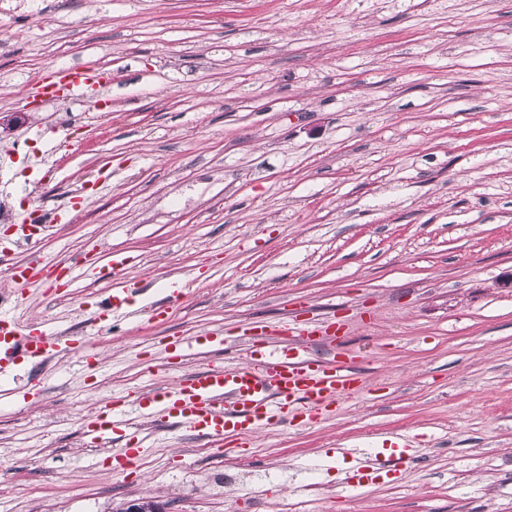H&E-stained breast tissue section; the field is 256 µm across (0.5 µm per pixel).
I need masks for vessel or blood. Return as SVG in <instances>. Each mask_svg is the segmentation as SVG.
<instances>
[{"label":"vessel or blood","mask_w":512,"mask_h":512,"mask_svg":"<svg viewBox=\"0 0 512 512\" xmlns=\"http://www.w3.org/2000/svg\"><path fill=\"white\" fill-rule=\"evenodd\" d=\"M102 79L101 72L71 67L59 76V82L75 99L84 98L90 86ZM109 266L112 288L98 307L96 316L100 319L115 316L134 301V291L125 276L126 258L113 255ZM11 270L18 288L43 281L47 274L46 265L38 262L15 264ZM60 344V338L46 327L23 326L0 316V365L22 356L48 355ZM246 344L248 362L180 377L161 389L131 391L132 403L220 448L226 438H252L273 421L290 418L318 422L331 401L353 397L359 391L361 380L351 363L329 365L297 349H270L257 336L247 337ZM80 427L91 443L111 446L113 470L134 469L145 449L143 437L133 433L124 411L91 410ZM117 439L124 440V447H114Z\"/></svg>","instance_id":"vessel-or-blood-1"}]
</instances>
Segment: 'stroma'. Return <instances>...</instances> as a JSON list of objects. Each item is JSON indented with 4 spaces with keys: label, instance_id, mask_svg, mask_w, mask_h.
Returning <instances> with one entry per match:
<instances>
[{
    "label": "stroma",
    "instance_id": "1",
    "mask_svg": "<svg viewBox=\"0 0 512 512\" xmlns=\"http://www.w3.org/2000/svg\"><path fill=\"white\" fill-rule=\"evenodd\" d=\"M112 79L36 102L62 67ZM0 243L12 262L95 270L77 290H20L0 313L81 351L0 375V512H512V0H0ZM71 221L25 236L32 210ZM153 277L99 325L108 260ZM182 303L148 311L160 284ZM276 337L364 385L306 426L223 447L153 421L135 475L79 420L177 372L243 362ZM223 336L180 371L176 336ZM406 436L407 468L348 479Z\"/></svg>",
    "mask_w": 512,
    "mask_h": 512
}]
</instances>
